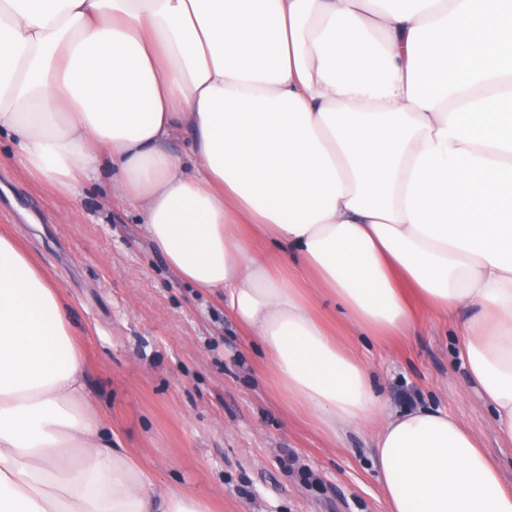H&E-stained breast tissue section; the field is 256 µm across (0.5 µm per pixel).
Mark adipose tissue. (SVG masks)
Returning <instances> with one entry per match:
<instances>
[{"instance_id":"obj_1","label":"adipose tissue","mask_w":512,"mask_h":512,"mask_svg":"<svg viewBox=\"0 0 512 512\" xmlns=\"http://www.w3.org/2000/svg\"><path fill=\"white\" fill-rule=\"evenodd\" d=\"M1 133L56 195L108 169L289 411L368 432L386 512H512L478 438L389 412L345 337L457 321L512 442V0H0ZM67 317L0 230V512H213L114 447Z\"/></svg>"}]
</instances>
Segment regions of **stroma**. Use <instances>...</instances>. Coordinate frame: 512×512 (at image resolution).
<instances>
[{
    "label": "stroma",
    "instance_id": "stroma-1",
    "mask_svg": "<svg viewBox=\"0 0 512 512\" xmlns=\"http://www.w3.org/2000/svg\"><path fill=\"white\" fill-rule=\"evenodd\" d=\"M12 149L1 136L0 229L62 288L87 391L160 485L217 497L221 512H384L369 435L332 438L288 417L261 371V344L214 294L172 274L138 212L106 203V175L53 196L14 166ZM459 335L425 314L405 340L351 343L389 411H448L512 485V443L465 378Z\"/></svg>",
    "mask_w": 512,
    "mask_h": 512
}]
</instances>
